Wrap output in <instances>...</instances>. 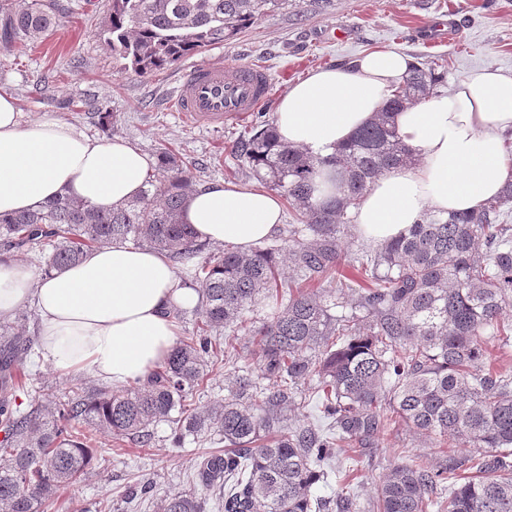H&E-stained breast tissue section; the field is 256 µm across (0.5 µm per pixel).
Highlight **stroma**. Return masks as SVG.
<instances>
[{"mask_svg": "<svg viewBox=\"0 0 512 512\" xmlns=\"http://www.w3.org/2000/svg\"><path fill=\"white\" fill-rule=\"evenodd\" d=\"M59 2V20L42 39L24 48H0V86L17 96L27 120L58 119L90 135L123 139L152 157L166 147L199 162L201 188L221 182L261 187L265 181L233 155L245 123L234 120L212 131L172 111L174 86L199 63L264 65L274 100L312 71L349 64L376 48L439 65L447 89L477 67L512 74V0H323L319 5L289 0L288 6L262 16L232 41L144 76L124 69L101 34L111 0ZM442 13L448 16L451 36L442 43L425 40L423 30ZM274 100L262 110L266 117L275 113ZM102 112L112 115L110 130L99 124ZM154 432L151 446L129 443L121 448L111 435L96 434L92 468L67 487L48 512H160L167 490L194 489L197 458L224 447L213 435L189 436L181 447H172L168 423L158 424ZM475 453L472 447L448 451L435 439L398 426L372 447L358 449L360 464L337 455L327 468V479L317 483L313 493L336 501L342 493L339 471L354 466L358 512H371L375 485L394 466L415 458L438 469L447 465L449 456ZM146 482L154 485L149 497L128 499L130 489Z\"/></svg>", "mask_w": 512, "mask_h": 512, "instance_id": "35a3bbf8", "label": "stroma"}]
</instances>
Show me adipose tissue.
I'll return each mask as SVG.
<instances>
[{
  "instance_id": "adipose-tissue-1",
  "label": "adipose tissue",
  "mask_w": 512,
  "mask_h": 512,
  "mask_svg": "<svg viewBox=\"0 0 512 512\" xmlns=\"http://www.w3.org/2000/svg\"><path fill=\"white\" fill-rule=\"evenodd\" d=\"M413 65L408 55L377 49L350 65L313 71L276 105L280 141L333 154ZM395 124L420 162L391 170L368 188L355 223L371 241L398 236L429 210L480 208L512 180L504 145L512 133V75L472 70L447 94L397 113ZM149 171L148 156L124 140L93 137L57 119L26 120L18 99L0 88V214L63 194L110 209L137 196ZM281 220L276 194L225 183L197 189L183 211L199 240L243 251L274 235ZM198 301L165 255L120 242L93 248L77 264L42 278L24 261L0 260V320L32 306L40 358L60 374L86 373L112 387L147 380L174 344L173 309Z\"/></svg>"
}]
</instances>
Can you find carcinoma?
Wrapping results in <instances>:
<instances>
[{"label":"carcinoma","instance_id":"cac0c4a2","mask_svg":"<svg viewBox=\"0 0 512 512\" xmlns=\"http://www.w3.org/2000/svg\"><path fill=\"white\" fill-rule=\"evenodd\" d=\"M288 0H112L104 28L132 70L148 74L233 40ZM55 0H0V45L41 39L56 23ZM415 65L397 95L331 157L280 143L275 120L250 126L237 157L266 171L298 223L284 246L207 251L182 221L195 190V162L165 148L159 178L138 196L101 211L69 195L37 209L0 215L4 251L41 247L45 275L78 263L94 247L129 242L189 266L201 288L200 325L180 339L146 383L123 389L75 383L57 401L32 400L18 361L34 341L0 325V512H40L88 472V429L148 447L153 427L176 424L189 435L216 434L228 447L195 467L205 496L170 491L161 512H323L313 495L322 464L374 444L404 425L448 442L488 449L435 470L412 459L390 469L375 491L374 512H512V373L495 366L509 346L512 321V183L480 209L429 215L372 251L342 258L341 233L368 184L416 161L394 116L442 82ZM336 168L341 194L316 199L325 168ZM300 281L279 280L280 251ZM279 308L256 332L261 351L233 366L224 403L194 409L209 362L236 350L233 332L262 297ZM316 381L325 432L283 424L298 402L289 391Z\"/></svg>","mask_w":512,"mask_h":512}]
</instances>
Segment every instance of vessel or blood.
<instances>
[{
  "label": "vessel or blood",
  "mask_w": 512,
  "mask_h": 512,
  "mask_svg": "<svg viewBox=\"0 0 512 512\" xmlns=\"http://www.w3.org/2000/svg\"><path fill=\"white\" fill-rule=\"evenodd\" d=\"M271 96V79L264 66L203 63L180 79L171 106L192 124L219 128L225 120L249 118Z\"/></svg>",
  "instance_id": "obj_1"
}]
</instances>
